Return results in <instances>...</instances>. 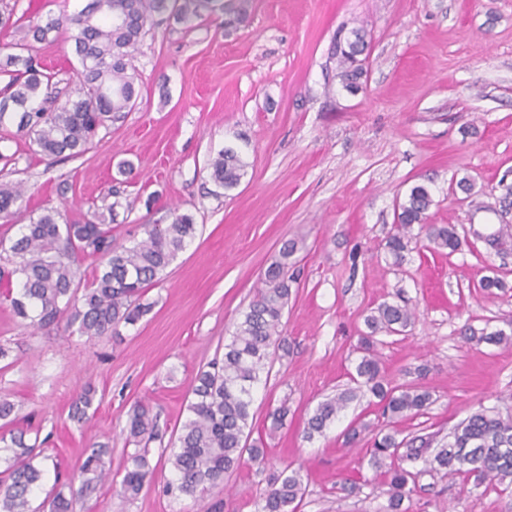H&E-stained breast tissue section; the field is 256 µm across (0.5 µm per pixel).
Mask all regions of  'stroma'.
<instances>
[{
	"label": "stroma",
	"instance_id": "35a3bbf8",
	"mask_svg": "<svg viewBox=\"0 0 512 512\" xmlns=\"http://www.w3.org/2000/svg\"><path fill=\"white\" fill-rule=\"evenodd\" d=\"M87 0H0L31 23L72 13ZM240 15L191 23L155 15L136 55V107L76 158H50L8 126L0 136V183H21L29 207L57 209L80 224L114 209V245L192 214L195 240L144 295L152 310L118 334L88 338L61 322L34 328L0 298V398L17 407L15 427L45 438L62 474L88 448L106 445L119 470L135 402L149 403L158 435L153 477L134 499L105 486L74 512H255L273 474L302 467L298 512H380L387 487L372 468L371 436L346 444L351 423L374 421L377 398L360 389L323 435L306 439L317 404L350 388L365 317L382 302H408L418 316L401 334L379 333L375 350L391 385L429 391L423 412L394 420L399 437L429 451L481 408L512 414V345L469 343L464 324L512 335V0H234ZM364 29L365 87L345 91L334 56L339 31ZM29 52L67 84L79 67L67 31L38 42L1 30L0 44ZM247 162L238 186H217L208 164L224 148ZM122 178V193L109 188ZM474 182L475 209L457 188ZM428 188L432 224L455 225L466 244L449 252L415 235L401 265L384 244L394 210L412 186ZM501 236L502 249L484 238ZM302 241L276 359L253 406L268 463L233 472L201 499L170 494L168 463L197 371L222 354L265 268L289 239ZM499 277L504 289L479 282ZM95 402L83 420L71 406L85 388ZM288 411L279 427L270 414ZM418 491L411 512H512V486H477L402 459ZM362 481L341 491L342 478Z\"/></svg>",
	"mask_w": 512,
	"mask_h": 512
}]
</instances>
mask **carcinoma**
Segmentation results:
<instances>
[{
  "instance_id": "carcinoma-1",
  "label": "carcinoma",
  "mask_w": 512,
  "mask_h": 512,
  "mask_svg": "<svg viewBox=\"0 0 512 512\" xmlns=\"http://www.w3.org/2000/svg\"><path fill=\"white\" fill-rule=\"evenodd\" d=\"M168 8L180 20L223 11L220 0H88L79 11L61 18H48L32 27L33 38L43 41L65 26L71 31L80 69L75 87L64 103H58L54 76L41 70L29 56L14 52L16 44L0 46V75L8 78L0 89V127L16 124L17 132L28 137L46 156L76 157L89 149L101 128L122 119L136 106L138 72L134 54L147 33L153 15ZM369 44L360 29L346 39L336 40L338 77L343 88L355 94L362 89L365 57ZM247 163L232 148L220 150L211 163V177L218 185L232 189L246 173ZM432 205L428 189L415 185L397 203L394 231L385 249L398 264L407 250L413 226L426 231L435 249L451 252L461 249V239L453 224H428ZM27 210V199L20 186L0 184V219L7 222ZM114 206L107 212L96 210L83 224H61L59 212L46 209L29 223L20 225L10 239L7 264L0 267V295L10 302L15 316L43 328L67 318L82 336L100 337L118 332L122 325H134L151 311L142 302L146 290L161 280L162 273L196 235L194 218L173 212L169 224L143 225L146 238L130 246H112ZM298 242L287 240L278 256L267 266L262 287L236 324L224 354L197 373L187 404V418L176 439L171 465L175 482L171 491L202 498L224 485L226 476L249 462L266 464L262 439L250 440L253 432V392L262 376H270L276 352L282 348V318L288 309L295 275L290 273L291 258ZM85 256L99 258L93 281L81 285L77 263ZM408 304L383 302L365 318L370 333H400L414 320ZM461 335L470 342L512 344V336L502 330L488 333L472 325L463 326ZM350 380L368 387L381 404V420L350 428L346 440L353 443L364 431L373 435V465L379 468L386 458L406 448L408 456L419 458L426 449L416 439H398L387 430L388 423L408 414H419L431 404L430 393L414 387L386 386L381 377L373 340L363 336ZM95 390L87 388L72 405V416L82 419L93 405ZM352 394L340 393L317 404L305 423L308 440L321 435L346 407ZM129 436L138 442L156 437L150 405L137 402L128 422ZM7 453L6 467L0 472V512H73L78 498H88L111 475L104 446L89 449L76 473L60 482L55 469L51 490L36 506L35 492L42 486L45 466L39 461V440L26 442L25 434L0 437ZM149 449L137 448L127 455L120 471V491L134 498L153 474ZM432 470H444L453 479L464 475L477 485H512V414L480 409L457 425L453 440L428 461ZM388 485L385 512H409L404 501L411 499L409 473L391 467L383 473ZM306 491L302 470L287 468L273 477L269 491L257 504V512H296Z\"/></svg>"
}]
</instances>
